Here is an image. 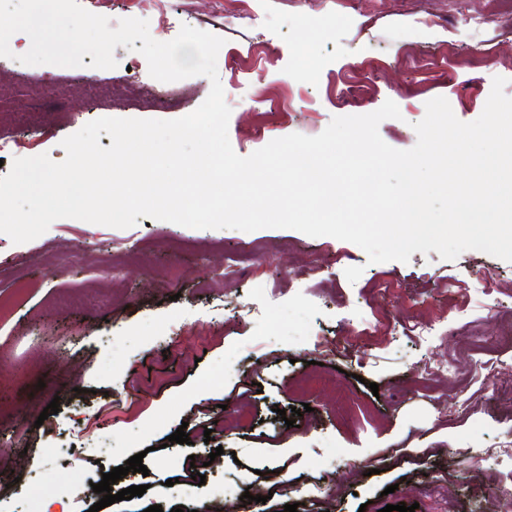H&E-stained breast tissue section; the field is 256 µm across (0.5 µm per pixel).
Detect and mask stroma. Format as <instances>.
<instances>
[{
    "label": "stroma",
    "mask_w": 512,
    "mask_h": 512,
    "mask_svg": "<svg viewBox=\"0 0 512 512\" xmlns=\"http://www.w3.org/2000/svg\"><path fill=\"white\" fill-rule=\"evenodd\" d=\"M80 3L113 29L147 20L159 41L185 24L223 37L219 54L236 63L218 75L243 157L389 99L401 116L379 134L407 150L428 100L445 97L471 122L493 77L512 97V0H169L164 14L152 0ZM30 45L27 34L11 38L0 91L23 101L49 72L64 109L37 128L0 119L10 139L0 176L16 157L63 161L62 140L92 119L180 118L211 88L204 76L180 80L185 100L160 109L138 52L117 46V67L94 72L13 63ZM421 320L439 335L416 338ZM510 322L512 262L477 250L371 263L329 236L142 216L126 229L63 218L24 244L0 233V512H88L100 499L93 484L138 453L147 474L112 489L146 493L103 512H225L223 488L236 479L250 492L236 512H252L258 495L262 512H435L415 492L432 478L449 487L447 512H482L512 462L460 450L511 435L512 400L467 357L454 376L423 371L461 330L496 336ZM324 338L335 353L319 349ZM451 395L462 411L443 409ZM54 400L58 413L41 419ZM305 403L286 427L280 410ZM181 426L189 443L170 439Z\"/></svg>",
    "instance_id": "obj_1"
}]
</instances>
